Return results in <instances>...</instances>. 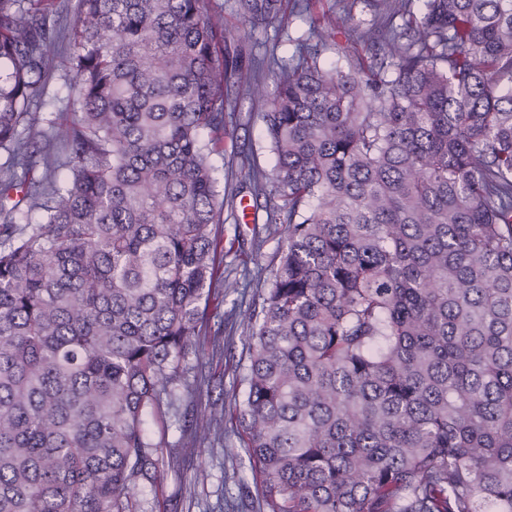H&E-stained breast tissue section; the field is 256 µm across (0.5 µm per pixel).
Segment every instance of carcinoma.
<instances>
[{
  "label": "carcinoma",
  "mask_w": 512,
  "mask_h": 512,
  "mask_svg": "<svg viewBox=\"0 0 512 512\" xmlns=\"http://www.w3.org/2000/svg\"><path fill=\"white\" fill-rule=\"evenodd\" d=\"M381 58L326 67L335 19L275 72L210 0H76L56 163L23 131L57 6L0 0V512H136L200 357L231 86L269 100L283 228L239 440L262 512H512V0H379ZM286 0H237L253 28ZM43 167L41 177L34 176Z\"/></svg>",
  "instance_id": "carcinoma-1"
}]
</instances>
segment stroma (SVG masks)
I'll return each mask as SVG.
<instances>
[{
    "label": "stroma",
    "mask_w": 512,
    "mask_h": 512,
    "mask_svg": "<svg viewBox=\"0 0 512 512\" xmlns=\"http://www.w3.org/2000/svg\"><path fill=\"white\" fill-rule=\"evenodd\" d=\"M214 9L223 11L224 20L238 27L241 37L230 47L242 68H252L263 61L260 75L267 86H274V73L287 63L299 43L308 36L309 18L328 15L336 20L334 38L321 49L322 60L344 67L349 54L364 59L381 55L380 46L366 42L371 28L400 26L401 17L377 13L374 0H312L310 15L288 10L285 17L266 28L254 29L235 10V0H211ZM73 16L62 15L58 24L57 52L52 73L33 102V111L59 123L74 119V107L67 97L69 75L67 56ZM226 117V134L221 148L211 156L219 187L236 189L241 201L251 200L248 185L237 178L241 166L253 165L266 175H273L275 156L265 137L262 114L264 104L246 95H232ZM223 224L216 230L221 238L218 274L224 279L223 302L209 301L208 327L224 337V356L213 362L188 358L182 364L181 381L189 385L176 415L170 418L165 444L158 450V478L138 494L139 512H253L256 485L236 434L241 390L237 380L247 363V331L231 318L232 309L258 307L270 286L273 258L283 244L280 225H261L260 236H253L252 219L243 214L239 204L224 208ZM203 405L224 415L223 439L203 444L192 441V410ZM244 480L246 493L237 494L233 505L224 503V480L229 476Z\"/></svg>",
    "instance_id": "obj_1"
}]
</instances>
